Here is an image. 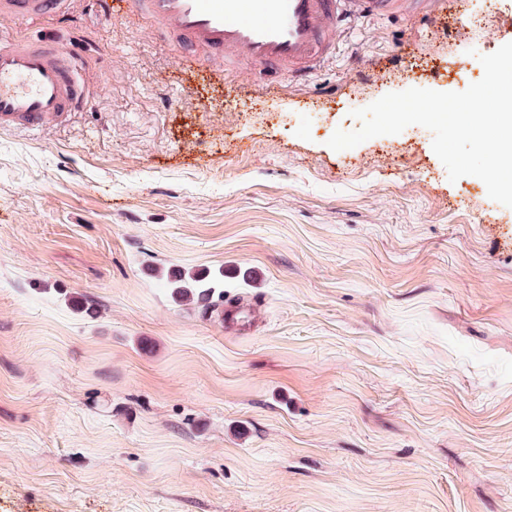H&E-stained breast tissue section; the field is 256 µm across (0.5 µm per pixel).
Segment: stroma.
I'll list each match as a JSON object with an SVG mask.
<instances>
[{
  "instance_id": "obj_1",
  "label": "stroma",
  "mask_w": 512,
  "mask_h": 512,
  "mask_svg": "<svg viewBox=\"0 0 512 512\" xmlns=\"http://www.w3.org/2000/svg\"><path fill=\"white\" fill-rule=\"evenodd\" d=\"M433 2L266 95L77 0L86 109L0 128V512H512V208L422 126L327 145L481 80L465 12L512 42V0ZM165 278L168 287L171 288V295L176 301L200 304L206 308L212 304L216 288L220 286L217 280L181 270H168Z\"/></svg>"
}]
</instances>
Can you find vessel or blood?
I'll return each instance as SVG.
<instances>
[{"mask_svg": "<svg viewBox=\"0 0 512 512\" xmlns=\"http://www.w3.org/2000/svg\"><path fill=\"white\" fill-rule=\"evenodd\" d=\"M399 0H100L104 13L146 23L197 68L220 59L225 76L245 63L273 82L314 73L332 54L344 21L389 11ZM68 0H0V20L61 18ZM62 31L36 39L0 37V127L39 129L76 112L89 93Z\"/></svg>", "mask_w": 512, "mask_h": 512, "instance_id": "1", "label": "vessel or blood"}]
</instances>
